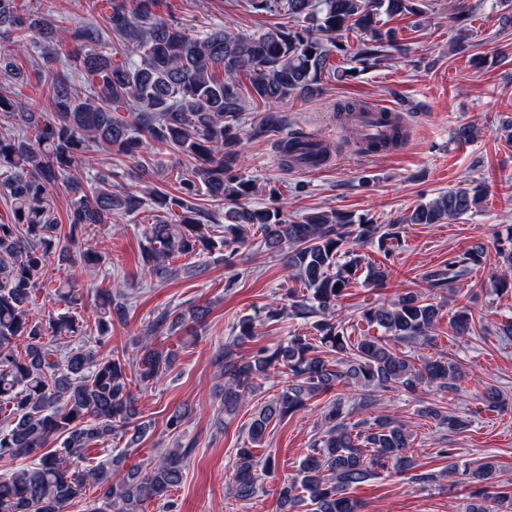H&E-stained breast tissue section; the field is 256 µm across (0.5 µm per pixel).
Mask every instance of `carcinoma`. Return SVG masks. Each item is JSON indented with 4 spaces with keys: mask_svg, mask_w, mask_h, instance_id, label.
Wrapping results in <instances>:
<instances>
[{
    "mask_svg": "<svg viewBox=\"0 0 512 512\" xmlns=\"http://www.w3.org/2000/svg\"><path fill=\"white\" fill-rule=\"evenodd\" d=\"M104 20L112 35L104 50L102 32L91 24L67 19L54 22L27 18L28 0H0V35L12 34L0 50V71L28 54V30L39 27L45 40L71 45L61 65L46 61L37 70L39 93L30 96L18 86L0 93V112L11 116L18 132L0 133V191L10 201L12 223L0 224V410L7 428L0 429V463L29 462L0 474V512H64L87 489H99L88 512H145V504L169 509L172 489L183 478L191 448L163 450L143 469L122 471L124 454L107 463L81 468V452L118 433L136 442L145 432L137 423L140 412L132 385L145 387L172 370L171 355L155 346L156 335L171 332L188 319L202 322L209 310L191 306L156 315L136 341L137 376H127L129 361L110 350L102 352L112 317L122 318L124 302L112 292L98 293L94 323L97 336L87 334L85 319L72 311L81 300L76 284L93 274L104 257L89 243L96 225L112 223V212H134L143 204L137 191L112 183V169L99 170L90 188L79 180L92 167V144L103 145L131 161L127 176L138 182L153 178L144 161V146L159 143L177 149L191 160L176 175L178 194L159 187L151 200L175 222L159 219L150 225L143 250L141 274L168 277L178 271L173 260L200 252L224 250V263L258 233L265 248L285 252V266L300 289H288V303L267 311L276 322L307 320L311 330H296L272 351L249 360L238 347L256 335L255 321L241 318L233 340L213 354L217 373L224 376L222 404L232 413L255 393L258 382L279 379L281 391L261 405L248 427L249 445L237 449L229 494L241 500L258 491L256 472L261 460L255 446L275 420L308 408L313 396L334 387L354 385L356 405L338 394L323 408L322 429L302 459L296 476L283 482L280 497L290 508L309 512H359L349 490L377 470L404 474L413 469L412 433L397 419L366 424L352 421L359 411L374 408L389 393L412 397L422 385L455 392L462 375L459 366L442 356L421 357L397 351L389 340L429 343L438 325L441 305L414 290L397 294L389 303L363 310V320L378 327L380 336H351L333 312L345 291L365 272L368 281L383 286L391 276L388 262L399 247V232L383 224L355 223L335 210L313 211L289 221L282 211L243 204L257 191L254 180L234 174L242 165L240 115L245 100L266 109L253 134L280 128L283 117L270 105L313 90L324 74H333V53L347 54L339 37L347 31L371 35L353 55L362 69L378 67L394 47L395 31L380 30L381 15L390 18L424 13L422 0H246L257 14L288 15L291 26L273 24L259 33L220 27L202 37L187 35L157 15L158 0H105ZM303 26H298V22ZM367 151L397 146L405 132L398 119L389 120L384 140H367L354 129ZM282 164L328 155L321 141H302L290 133L279 141ZM64 186L75 198L67 216L66 233L52 208V192ZM230 201L228 223L220 236L208 224L195 200ZM481 190L456 188L416 205L404 217L407 224H443L477 208ZM378 239L384 261L376 263L359 248ZM487 245L473 244L459 259L427 276L430 288H446L480 262ZM72 268L55 288L67 310L43 321L29 306L43 285L52 258ZM340 289H335V286ZM474 318L468 304L449 319L454 336L471 332ZM426 415L461 433L470 422L443 415L433 407ZM468 483L480 485L465 512H501L492 504H512V490H500L497 466L482 458L463 470Z\"/></svg>",
    "mask_w": 512,
    "mask_h": 512,
    "instance_id": "1",
    "label": "carcinoma"
}]
</instances>
